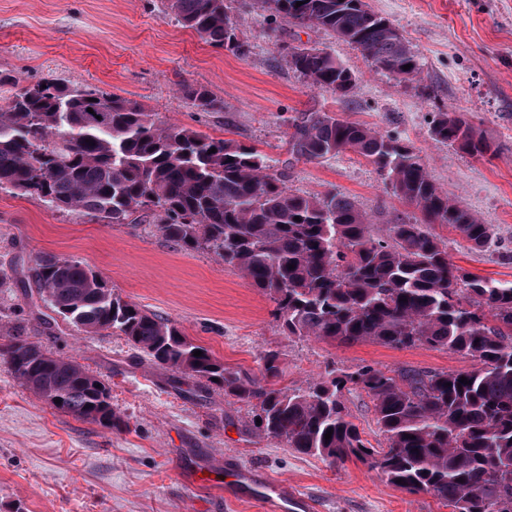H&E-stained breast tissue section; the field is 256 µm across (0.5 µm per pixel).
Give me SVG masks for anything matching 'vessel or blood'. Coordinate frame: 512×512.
Wrapping results in <instances>:
<instances>
[{
  "mask_svg": "<svg viewBox=\"0 0 512 512\" xmlns=\"http://www.w3.org/2000/svg\"><path fill=\"white\" fill-rule=\"evenodd\" d=\"M232 476L241 496L259 501L267 512H317V504L307 495L286 483L264 479L254 469L238 465Z\"/></svg>",
  "mask_w": 512,
  "mask_h": 512,
  "instance_id": "b4317fda",
  "label": "vessel or blood"
}]
</instances>
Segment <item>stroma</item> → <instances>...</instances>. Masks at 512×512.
I'll use <instances>...</instances> for the list:
<instances>
[{
    "instance_id": "stroma-1",
    "label": "stroma",
    "mask_w": 512,
    "mask_h": 512,
    "mask_svg": "<svg viewBox=\"0 0 512 512\" xmlns=\"http://www.w3.org/2000/svg\"><path fill=\"white\" fill-rule=\"evenodd\" d=\"M392 21L420 63L401 80L376 69L332 32L272 21L260 0H231L246 56L205 44L162 10L160 0H0V70L22 82L44 77L121 95L166 125L233 139L267 155L296 194L350 196L383 232L414 209L353 152L290 162L288 120L331 112L401 139L421 157L450 200L493 227L474 250L448 238L463 269L512 281V0H366ZM327 50L357 76L347 96L311 87L285 60L286 45ZM185 83L208 86L220 112L185 103ZM460 114L492 144L475 157L430 135L435 113ZM53 255L96 271L123 299L175 323L225 365L252 376L266 352L280 355L277 387L296 388L330 369L371 365L469 371L472 360L445 349L350 346L282 334L273 303L214 254L182 250L157 229L103 224L0 191V345L21 336L83 365L111 389L122 419L108 429L59 412L15 378L0 356V512H263L228 492L225 458L261 470L312 497L320 512H448L428 493L408 494L349 459L331 464L258 434L251 404L222 388L181 377L124 336L88 335L63 321L45 323L24 268ZM343 402L372 447L384 441L365 392Z\"/></svg>"
}]
</instances>
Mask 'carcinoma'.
<instances>
[{
  "label": "carcinoma",
  "instance_id": "carcinoma-1",
  "mask_svg": "<svg viewBox=\"0 0 512 512\" xmlns=\"http://www.w3.org/2000/svg\"><path fill=\"white\" fill-rule=\"evenodd\" d=\"M163 2L211 47L249 52L228 0ZM261 3L275 17L333 32L396 78L419 74L408 42L365 0ZM288 66L311 86L336 94L348 93L356 80L335 55L315 47L288 48ZM2 88L8 95L0 94V189L107 224L158 215L164 237L185 250L213 253L268 296L287 336L445 348L477 367L389 374L363 366L333 370L305 387L275 388L268 380L283 372L279 353L264 355L260 379L230 369L175 324L112 293L81 262L48 256L28 269V277L54 312L85 333L117 331L160 365L213 382L226 396L256 401V431L298 453L333 463L355 458L390 485L432 494L450 512H512V281L488 279L448 260V239L436 228L482 249L491 226L448 199L411 146L326 112H302L289 124L293 159L351 151L419 212L420 218L400 219L379 237L352 198L289 192L286 176L270 172L251 145L166 127L140 103L91 87L46 78L22 86L0 71ZM181 92L198 112L224 109L204 85L185 83ZM100 109L103 122L93 118ZM430 131L471 155L491 152L453 112L437 113ZM212 148L216 152L208 153ZM196 350L202 356H194ZM4 352L20 383L50 407L104 428L118 426L110 388L77 362L20 336ZM463 377L469 383H461ZM349 384L371 398L385 447H367L350 420L342 402Z\"/></svg>",
  "mask_w": 512,
  "mask_h": 512
}]
</instances>
